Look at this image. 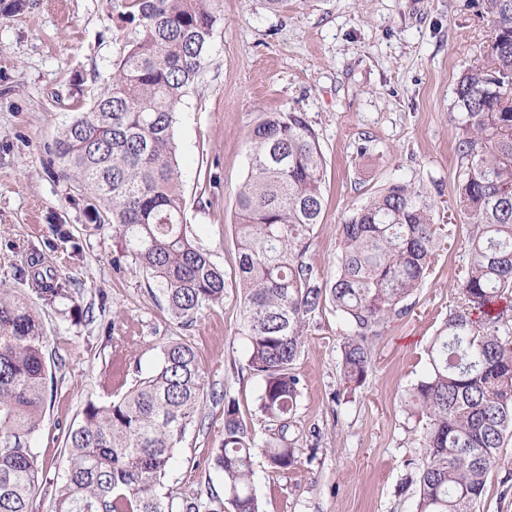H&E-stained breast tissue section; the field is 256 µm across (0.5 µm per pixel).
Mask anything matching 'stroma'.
I'll return each mask as SVG.
<instances>
[{"mask_svg":"<svg viewBox=\"0 0 512 512\" xmlns=\"http://www.w3.org/2000/svg\"><path fill=\"white\" fill-rule=\"evenodd\" d=\"M483 6L289 0L274 11L267 0H220L206 62L174 124L187 223L225 281L223 305L189 327L172 318L132 258L113 265L112 226L95 221L90 193L50 152L125 52L116 0H31L0 16V283L17 287L35 254L72 282L71 302L39 307L48 348L65 360L33 440L51 478L64 473L66 434L85 403L147 377L169 342L192 345L211 390L235 401L256 441L266 439L257 411L263 382L248 370L241 327L235 195L252 128L269 113L298 112L325 159L323 220L307 252L317 270L335 274L342 222L391 183L426 188L441 231L408 313L372 339L360 387L341 379L342 320L328 309L311 319L296 362L300 461L274 473L256 455L254 488L263 512H415L423 429L402 399L425 376L429 343L462 303L473 227L455 204L469 163L456 92L489 54ZM223 423V405L205 402L168 473L170 498L198 486L210 491L211 512H225L223 478L211 462ZM476 512H512V432Z\"/></svg>","mask_w":512,"mask_h":512,"instance_id":"1","label":"stroma"}]
</instances>
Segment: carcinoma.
Listing matches in <instances>:
<instances>
[{"instance_id": "obj_1", "label": "carcinoma", "mask_w": 512, "mask_h": 512, "mask_svg": "<svg viewBox=\"0 0 512 512\" xmlns=\"http://www.w3.org/2000/svg\"><path fill=\"white\" fill-rule=\"evenodd\" d=\"M127 49L88 111L64 124L53 152L99 203L121 256L158 289L172 316L192 325L224 301V273L195 244L179 182L175 114L203 68L218 22L216 0H118ZM495 34L491 59L465 74L456 105L471 161L456 203L474 226L462 280L464 304L448 314L427 348L426 376L405 408L424 420L416 512H474L512 430V0H484ZM247 177L236 193L237 276L248 368L262 378L258 411L269 439L258 448L236 403L211 460L233 512H262L254 458L285 472L299 462L291 428L301 396L294 365L314 314L331 305L345 322L341 378L357 388L371 366L370 341L391 315L408 311L436 249L434 204L403 183L378 190L341 224L336 275L306 262L322 223L324 157L298 112L267 116L251 132ZM30 291L50 304L72 299L71 281L30 261ZM49 338L23 292L0 288V512H33L54 487L52 512H173L160 493L168 467L208 397L197 352L172 342L161 367L125 394L88 401L69 429L66 467L50 481L33 446L46 400ZM202 490L179 497L178 512H200Z\"/></svg>"}]
</instances>
